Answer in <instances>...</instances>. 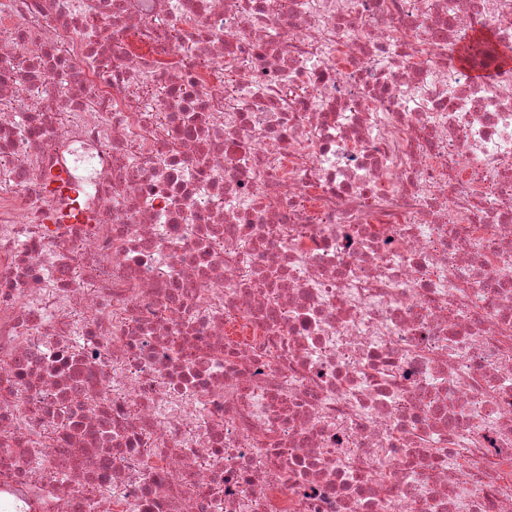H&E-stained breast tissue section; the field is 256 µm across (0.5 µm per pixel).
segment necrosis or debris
Listing matches in <instances>:
<instances>
[{"instance_id": "necrosis-or-debris-1", "label": "necrosis or debris", "mask_w": 512, "mask_h": 512, "mask_svg": "<svg viewBox=\"0 0 512 512\" xmlns=\"http://www.w3.org/2000/svg\"><path fill=\"white\" fill-rule=\"evenodd\" d=\"M471 29L512 0H0V512H512Z\"/></svg>"}]
</instances>
